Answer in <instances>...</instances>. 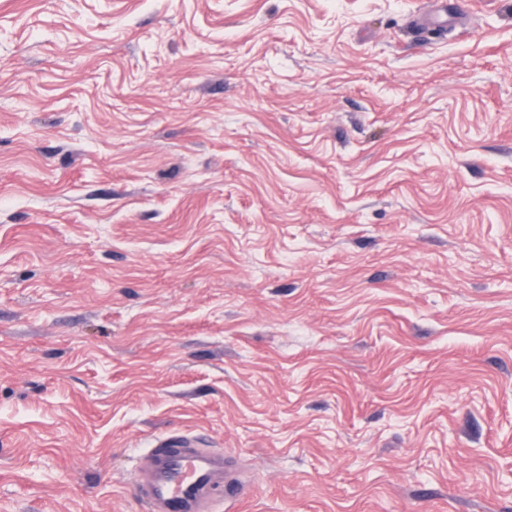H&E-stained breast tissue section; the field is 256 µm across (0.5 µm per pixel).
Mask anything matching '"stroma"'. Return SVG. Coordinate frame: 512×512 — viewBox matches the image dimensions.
Returning <instances> with one entry per match:
<instances>
[{"label":"stroma","instance_id":"1","mask_svg":"<svg viewBox=\"0 0 512 512\" xmlns=\"http://www.w3.org/2000/svg\"><path fill=\"white\" fill-rule=\"evenodd\" d=\"M0 0V512H512V0ZM198 437L180 435L157 441L151 464L137 488L150 512H204L212 490L222 482L223 458L199 451Z\"/></svg>","mask_w":512,"mask_h":512}]
</instances>
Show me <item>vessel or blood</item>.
I'll list each match as a JSON object with an SVG mask.
<instances>
[{
	"instance_id": "b4317fda",
	"label": "vessel or blood",
	"mask_w": 512,
	"mask_h": 512,
	"mask_svg": "<svg viewBox=\"0 0 512 512\" xmlns=\"http://www.w3.org/2000/svg\"><path fill=\"white\" fill-rule=\"evenodd\" d=\"M197 436L180 435L157 441L151 464L137 488L150 512H207L212 490L233 486L222 474V458L202 453Z\"/></svg>"
}]
</instances>
